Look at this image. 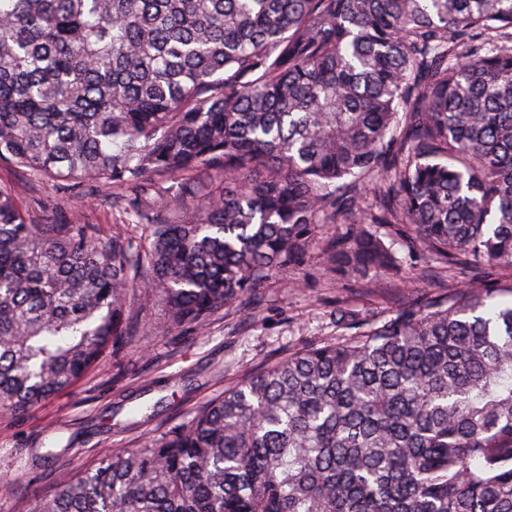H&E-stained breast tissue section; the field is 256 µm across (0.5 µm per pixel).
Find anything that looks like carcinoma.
Listing matches in <instances>:
<instances>
[{
    "label": "carcinoma",
    "instance_id": "carcinoma-1",
    "mask_svg": "<svg viewBox=\"0 0 512 512\" xmlns=\"http://www.w3.org/2000/svg\"><path fill=\"white\" fill-rule=\"evenodd\" d=\"M0 161L122 186L149 228L29 224L0 187L4 410L121 347L131 294L195 330L326 224L342 275L397 267L374 224L486 269L245 375L34 512H512V0H0Z\"/></svg>",
    "mask_w": 512,
    "mask_h": 512
}]
</instances>
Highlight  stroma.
Masks as SVG:
<instances>
[{
  "mask_svg": "<svg viewBox=\"0 0 512 512\" xmlns=\"http://www.w3.org/2000/svg\"><path fill=\"white\" fill-rule=\"evenodd\" d=\"M10 190L32 224H93L102 236L129 223L115 208L118 190L104 186L76 197L0 163ZM429 259L404 254L396 271L356 278L329 272L313 247L303 266L263 281L254 296L216 311L199 330L160 332L163 306L132 300L126 343L69 388L22 412L0 410V512H33L57 483L112 455L187 422L246 374L312 344L335 341L337 316L378 320L402 304L462 286L431 271ZM143 405L137 418L130 406Z\"/></svg>",
  "mask_w": 512,
  "mask_h": 512,
  "instance_id": "obj_1",
  "label": "stroma"
}]
</instances>
